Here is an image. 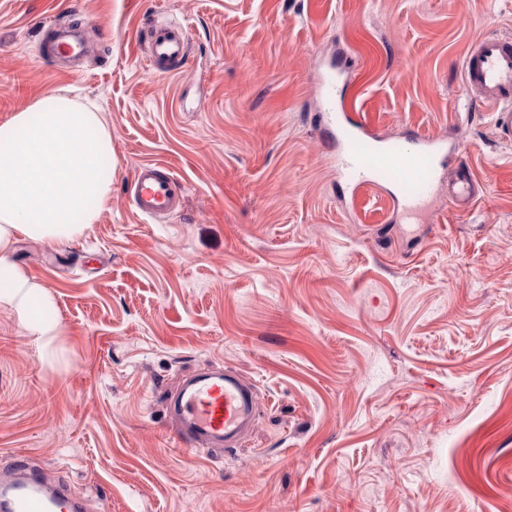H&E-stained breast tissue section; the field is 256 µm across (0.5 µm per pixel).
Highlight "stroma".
I'll list each match as a JSON object with an SVG mask.
<instances>
[{
  "instance_id": "1",
  "label": "stroma",
  "mask_w": 512,
  "mask_h": 512,
  "mask_svg": "<svg viewBox=\"0 0 512 512\" xmlns=\"http://www.w3.org/2000/svg\"><path fill=\"white\" fill-rule=\"evenodd\" d=\"M189 32L172 77L136 42ZM78 27L94 53L38 50ZM512 35V0H0V125L49 90L112 133V202L69 246L20 240L54 299L43 360L0 307V469L24 459L87 512H512V140L467 95L478 38ZM337 77L363 137L452 138L482 192L440 183L436 220L357 191L318 133ZM185 187L135 212L144 162ZM220 366L253 388L232 450H175L172 397ZM127 186L136 211L145 217L162 218L183 208L184 185L164 163L139 164Z\"/></svg>"
}]
</instances>
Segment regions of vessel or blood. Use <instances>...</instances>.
I'll return each mask as SVG.
<instances>
[{"label":"vessel or blood","mask_w":512,"mask_h":512,"mask_svg":"<svg viewBox=\"0 0 512 512\" xmlns=\"http://www.w3.org/2000/svg\"><path fill=\"white\" fill-rule=\"evenodd\" d=\"M87 32L56 27L43 46L44 53L79 57L87 52ZM146 42V61L152 70L171 74L188 63V32L178 24L152 29ZM468 94L490 109L492 124L512 139V36L494 35L474 42L462 63ZM336 76L332 64L319 75V110L323 131L336 145L337 166L361 185L396 182L397 209L403 217L429 215V201L436 190L429 158L441 155L446 140L421 131H410L404 141L392 142L381 152L367 153L353 146L351 126L335 116ZM477 180L468 164L448 174V201L454 206L471 203ZM131 201L141 215L162 218L182 209L184 185L161 162L139 164L127 183ZM176 419L175 443L182 450L224 448L242 434L253 415L251 389L224 371H212L190 379L171 403ZM13 478L0 481V512H82L80 501L49 485L36 469L13 466Z\"/></svg>","instance_id":"vessel-or-blood-1"}]
</instances>
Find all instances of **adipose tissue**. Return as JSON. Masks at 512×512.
Here are the masks:
<instances>
[{
  "label": "adipose tissue",
  "mask_w": 512,
  "mask_h": 512,
  "mask_svg": "<svg viewBox=\"0 0 512 512\" xmlns=\"http://www.w3.org/2000/svg\"><path fill=\"white\" fill-rule=\"evenodd\" d=\"M112 134L88 102L58 91L0 125V307L40 352L60 334L52 296L13 259L20 239L65 245L84 237L112 198Z\"/></svg>",
  "instance_id": "obj_1"
}]
</instances>
